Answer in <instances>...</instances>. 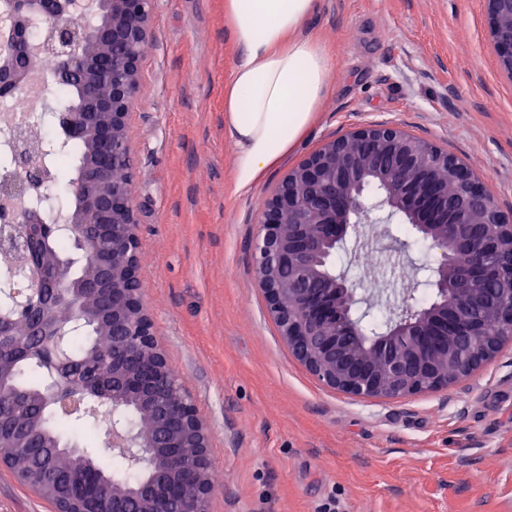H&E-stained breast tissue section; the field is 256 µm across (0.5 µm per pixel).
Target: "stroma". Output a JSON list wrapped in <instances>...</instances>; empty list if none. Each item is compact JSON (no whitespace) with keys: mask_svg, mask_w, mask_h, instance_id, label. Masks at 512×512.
I'll return each instance as SVG.
<instances>
[{"mask_svg":"<svg viewBox=\"0 0 512 512\" xmlns=\"http://www.w3.org/2000/svg\"><path fill=\"white\" fill-rule=\"evenodd\" d=\"M301 31L333 61L316 122L255 183L236 178L224 83L239 50L224 0H156L128 117L154 333L211 430V512H506L512 497V342L470 377L394 400L325 386L292 354L254 268L259 203L332 138L393 122L485 178L512 211V77L485 0H317ZM378 253L375 267L359 254ZM436 255L402 219L363 225L336 267L375 320ZM0 512H55L0 465Z\"/></svg>","mask_w":512,"mask_h":512,"instance_id":"35a3bbf8","label":"stroma"}]
</instances>
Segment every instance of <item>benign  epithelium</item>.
Here are the masks:
<instances>
[{
  "mask_svg": "<svg viewBox=\"0 0 512 512\" xmlns=\"http://www.w3.org/2000/svg\"><path fill=\"white\" fill-rule=\"evenodd\" d=\"M110 17L103 24L75 27L89 0H43L40 12L17 0L0 14V29L19 34L18 66L0 56V86L28 91L41 77L39 111L53 115L60 147L91 135L96 155L71 182L81 213L53 228L74 233L88 274L81 287L102 294L108 310L102 326L112 330V375H96L52 392L70 415H86L79 395L138 399L158 381L169 382L168 358L147 313L140 275V241L131 177L128 115L140 91L142 47L153 35L154 0H97ZM489 28L499 63L512 74V0H487ZM52 51L59 70L50 77L38 66ZM83 73V102L76 109L54 104L50 80ZM39 147L16 149L17 179L0 185V224L23 218L40 222L33 208L19 210L48 179L35 161ZM403 218L439 253L426 267L431 299L421 303L417 286L405 290L403 313L363 344L371 307L365 294L336 273L333 261L356 224H388ZM258 282L280 335L295 356L328 387L358 398L399 399L448 387L489 363L512 341V215L501 210L491 190L454 156L409 135L393 122H371L334 138L288 171L259 212L253 249ZM67 260L35 279L47 293L61 287ZM493 284L508 301L493 315L497 333L487 336L470 315L484 287ZM83 319L79 308L62 315L49 306L37 319V336H64ZM47 362L60 374L72 365L68 350L47 346ZM176 400L152 413L149 429L136 431L118 419L105 439L112 455L143 474L133 487L113 485L108 512H209L212 495L210 429L191 394L177 384ZM174 458L190 457L184 483L169 478L158 449Z\"/></svg>",
  "mask_w": 512,
  "mask_h": 512,
  "instance_id": "1",
  "label": "benign epithelium"
}]
</instances>
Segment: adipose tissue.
Listing matches in <instances>:
<instances>
[{"mask_svg": "<svg viewBox=\"0 0 512 512\" xmlns=\"http://www.w3.org/2000/svg\"><path fill=\"white\" fill-rule=\"evenodd\" d=\"M316 0H225L242 57L224 84V128L245 186L294 150L329 89L323 45L300 35Z\"/></svg>", "mask_w": 512, "mask_h": 512, "instance_id": "obj_1", "label": "adipose tissue"}]
</instances>
